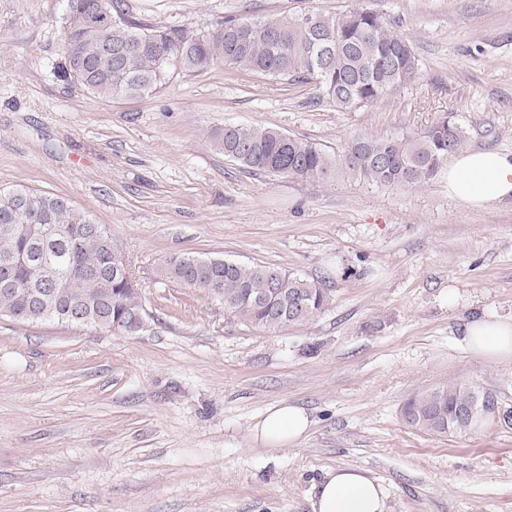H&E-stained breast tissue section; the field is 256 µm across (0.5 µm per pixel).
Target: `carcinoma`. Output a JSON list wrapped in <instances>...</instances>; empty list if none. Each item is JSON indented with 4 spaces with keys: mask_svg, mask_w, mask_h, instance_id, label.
<instances>
[{
    "mask_svg": "<svg viewBox=\"0 0 512 512\" xmlns=\"http://www.w3.org/2000/svg\"><path fill=\"white\" fill-rule=\"evenodd\" d=\"M116 22L86 30L98 0H66L65 50L58 76L87 93L112 100L152 94L181 75L222 62L289 84L312 83L318 98L338 110L374 105L421 76L412 45L399 37L387 13L355 7L326 14L302 10L286 19L231 17L190 34L181 28L126 17L123 0H105ZM224 157L249 171L323 181L336 160L326 146L271 127L226 125L213 133ZM461 126L443 117L418 137H357L341 161L347 172L383 185H419L432 179L448 156L466 150ZM93 220L68 199L19 186L0 189V316L19 321L66 322V304L84 307L88 325L113 331L143 309L139 288L124 274L128 260L106 240L84 236ZM28 224H54L60 232L32 237ZM162 277L212 295L244 324L282 330L325 312L330 295L321 284L277 268L216 257H174ZM479 388L448 383L410 398L409 425L433 435H465L460 413L475 405Z\"/></svg>",
    "mask_w": 512,
    "mask_h": 512,
    "instance_id": "carcinoma-1",
    "label": "carcinoma"
}]
</instances>
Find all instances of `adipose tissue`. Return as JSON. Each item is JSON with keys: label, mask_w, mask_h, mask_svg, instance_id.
Here are the masks:
<instances>
[{"label": "adipose tissue", "mask_w": 512, "mask_h": 512, "mask_svg": "<svg viewBox=\"0 0 512 512\" xmlns=\"http://www.w3.org/2000/svg\"><path fill=\"white\" fill-rule=\"evenodd\" d=\"M448 194L469 208H483L512 197V154L474 150L458 154L446 168ZM460 344L472 357L512 361V313L476 306L462 325ZM313 424L301 407L282 401L271 406L253 430L254 440L273 448L298 444ZM311 512H388L387 495L364 470L349 467L325 472L314 487Z\"/></svg>", "instance_id": "adipose-tissue-1"}]
</instances>
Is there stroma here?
Returning a JSON list of instances; mask_svg holds the SVG:
<instances>
[{
  "instance_id": "obj_1",
  "label": "stroma",
  "mask_w": 512,
  "mask_h": 512,
  "mask_svg": "<svg viewBox=\"0 0 512 512\" xmlns=\"http://www.w3.org/2000/svg\"><path fill=\"white\" fill-rule=\"evenodd\" d=\"M357 5L395 18L421 78L340 111L314 85L221 64L101 99L56 75L63 0H0V188L64 196L107 225L148 314L131 334L0 317V512H310L338 467L377 479L390 512H512V362L457 341L473 300L512 312V198L471 210L440 174L249 172L212 138L273 127L339 156L446 116L470 149L512 153V0H124L129 18L190 32ZM183 254L299 274L330 305L285 330L241 324L162 278ZM449 382L492 391L500 416L447 437L404 421L410 397ZM280 401L313 420L299 445L252 438Z\"/></svg>"
}]
</instances>
